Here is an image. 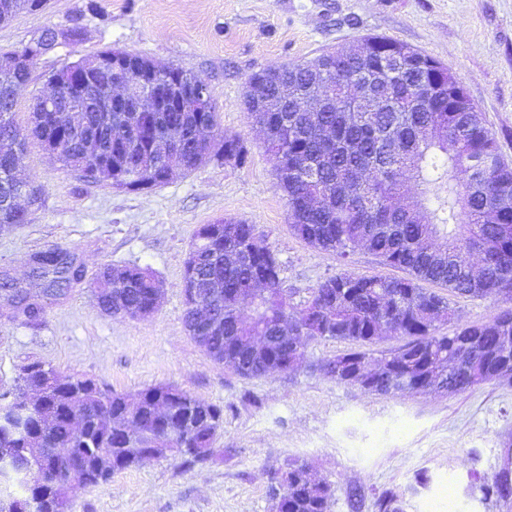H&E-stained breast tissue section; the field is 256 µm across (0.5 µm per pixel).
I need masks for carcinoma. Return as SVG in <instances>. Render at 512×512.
<instances>
[{
	"label": "carcinoma",
	"mask_w": 512,
	"mask_h": 512,
	"mask_svg": "<svg viewBox=\"0 0 512 512\" xmlns=\"http://www.w3.org/2000/svg\"><path fill=\"white\" fill-rule=\"evenodd\" d=\"M40 10L45 0H0V22L21 6ZM150 81L162 99L158 112H76L60 100L55 112L33 113L31 126L19 130L11 114L16 97L29 83L23 61L10 75L0 74V225L30 221L19 205L39 189L22 177L26 139L38 140L65 166L87 181L127 191L165 185V147L177 139V162L186 173L204 160L246 163L240 139H197L199 127L218 126V113L187 100L192 74L180 67L150 74L151 60L126 50L97 53L104 69L92 73L93 88L110 79L112 56ZM261 97L249 115L264 132L266 149L276 160L278 186L288 197L294 233L322 251L345 258L363 245L382 261L405 272L402 277H357L338 273L313 289L305 308L288 309L282 262L263 244H254L256 226L222 219L202 225L189 247L184 268L183 323L188 334L215 362L243 377H262L293 368L306 345L320 339L353 342L358 348L324 362L326 374L340 383L358 382L352 372L376 378L364 388L378 394L439 393L445 381L456 394L491 381H511L498 367L497 337H512V306L493 320L440 332L437 322L453 315L448 298L422 283H437L456 295L508 294L512 302V166L498 153L493 132L476 107L448 111L442 80L458 79L417 49L383 36H367L349 50L327 49L267 80L257 72ZM323 99L319 112H304L306 97ZM99 134L112 166L92 177L97 157L87 134ZM69 249L49 246L34 253L41 291L15 309L28 320L44 312L72 262ZM476 255L478 261L470 260ZM159 278L136 264L104 265L94 282L97 305L110 317H127L136 308H153ZM388 331L406 339L369 364L377 336ZM288 334L295 354L286 358L275 337ZM35 384L33 403L40 416L0 422V444L26 446L41 456L42 481L52 495L39 512H68L67 490L78 483L106 484L112 472L140 467L150 458L141 448H163L188 462L213 453L224 409L170 385L142 390L134 402L75 376H61L40 363L25 365ZM84 419L88 436L74 443L75 425ZM127 422L137 431L132 446L112 434V424ZM277 512H327L331 488L312 479L309 466L295 460L275 478ZM30 492L28 470L11 462L0 470V512H21ZM483 490L506 499L512 484L502 476Z\"/></svg>",
	"instance_id": "cac0c4a2"
}]
</instances>
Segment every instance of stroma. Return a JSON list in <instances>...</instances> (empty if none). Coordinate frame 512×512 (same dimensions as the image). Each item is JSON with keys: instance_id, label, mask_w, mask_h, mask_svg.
<instances>
[{"instance_id": "1", "label": "stroma", "mask_w": 512, "mask_h": 512, "mask_svg": "<svg viewBox=\"0 0 512 512\" xmlns=\"http://www.w3.org/2000/svg\"><path fill=\"white\" fill-rule=\"evenodd\" d=\"M75 27L79 39L67 40ZM47 28L60 39L29 63L13 110L17 128L29 127L33 98L48 92L52 72L112 48L203 79L220 132L248 150L244 166L209 161L132 192L85 182L37 141L27 143L23 172L41 199L30 223L0 226V270L24 278L32 253L60 244L79 257L82 278L33 322L0 301V394L21 365L39 362L130 398L173 385L224 409L209 461L188 466L167 454L115 472L106 484L75 487L70 512H273L271 478L296 459L330 485L328 512H378L386 491L397 494L400 512H512V498L482 492L512 471V383L455 395L376 394L321 370L352 347L335 339L311 343L293 370L245 378L210 359L183 325L189 244L201 225L221 218L256 226L283 263L282 287L297 310L338 273L400 274L363 247L343 259L293 232L275 161L243 107L253 73L368 35L409 44L456 74L512 164V0H46L42 10L0 23V49H22ZM108 263L159 276L163 295L151 318L100 313L90 284ZM449 302L454 315L441 324L448 334L506 306L501 296Z\"/></svg>"}]
</instances>
